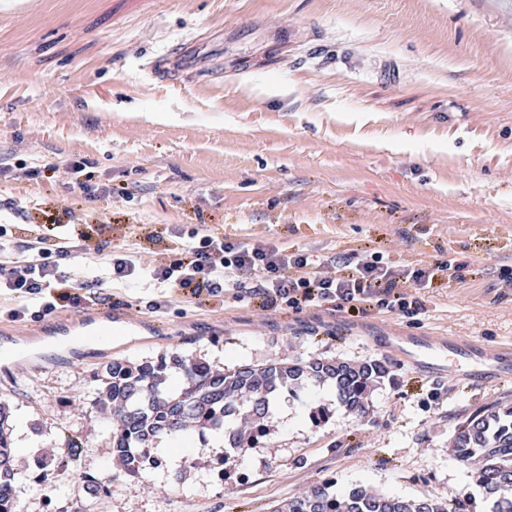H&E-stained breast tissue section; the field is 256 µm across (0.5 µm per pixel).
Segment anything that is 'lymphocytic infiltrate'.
<instances>
[{
  "mask_svg": "<svg viewBox=\"0 0 512 512\" xmlns=\"http://www.w3.org/2000/svg\"><path fill=\"white\" fill-rule=\"evenodd\" d=\"M65 207L51 230L23 225L13 233L0 224V288L38 301L45 311L107 301L104 287L143 276L155 287L193 298H240L249 291L264 309L325 306L360 312L377 305L392 313L417 314L422 290L438 278L453 279L448 262L395 267L382 256L321 258L288 250L267 240L233 241L202 227L196 241L184 243L178 259L142 263L137 252L117 247L105 254L93 240L103 225L75 223Z\"/></svg>",
  "mask_w": 512,
  "mask_h": 512,
  "instance_id": "lymphocytic-infiltrate-1",
  "label": "lymphocytic infiltrate"
}]
</instances>
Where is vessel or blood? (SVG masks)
Here are the masks:
<instances>
[{"mask_svg": "<svg viewBox=\"0 0 512 512\" xmlns=\"http://www.w3.org/2000/svg\"><path fill=\"white\" fill-rule=\"evenodd\" d=\"M384 350L394 351L413 367L433 375H444L449 365L469 363V376L489 385L512 374V348L464 345L447 336H388Z\"/></svg>", "mask_w": 512, "mask_h": 512, "instance_id": "b4317fda", "label": "vessel or blood"}]
</instances>
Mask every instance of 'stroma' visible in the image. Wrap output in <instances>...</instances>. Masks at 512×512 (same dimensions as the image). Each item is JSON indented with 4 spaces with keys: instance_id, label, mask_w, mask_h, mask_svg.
<instances>
[{
    "instance_id": "1",
    "label": "stroma",
    "mask_w": 512,
    "mask_h": 512,
    "mask_svg": "<svg viewBox=\"0 0 512 512\" xmlns=\"http://www.w3.org/2000/svg\"><path fill=\"white\" fill-rule=\"evenodd\" d=\"M161 57L164 81L151 73ZM81 158L93 186L119 190L85 205L116 243L132 222L180 235L205 224L234 240L460 273L421 292L424 313L355 317L197 301L135 280L89 308L94 323L129 314L111 343L50 352L37 346L74 329L70 311L30 305L16 333H0L17 346L0 357V402L26 417L41 454L81 436L77 471L109 486L90 512H273L327 479L484 512L448 443L471 413L512 400V377L485 387L388 357L364 414L326 386L287 391L229 472L195 434L181 468L148 465L133 479L109 448L95 376L115 358L176 352L226 368L381 358L371 337L406 333L512 345V0H0V222L41 224L69 204L60 169ZM27 199L41 211L20 214ZM17 462L23 512H65L76 472Z\"/></svg>"
}]
</instances>
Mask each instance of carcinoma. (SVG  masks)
Segmentation results:
<instances>
[{
  "label": "carcinoma",
  "instance_id": "obj_1",
  "mask_svg": "<svg viewBox=\"0 0 512 512\" xmlns=\"http://www.w3.org/2000/svg\"><path fill=\"white\" fill-rule=\"evenodd\" d=\"M105 386L96 398L98 411L112 418L110 448L123 472L140 473L150 460L149 448L164 438L195 430L225 432L229 421L251 424L249 438L266 432L264 420L272 401L284 388L295 391L307 382L332 386L341 407L364 412L368 395L388 374L382 358L357 362L311 358L305 362L274 358L263 363L217 368L189 355L160 358L134 365L112 359L105 365ZM184 380L180 389L166 386L170 373ZM9 414L0 406V512H19L15 495L17 471ZM81 438L68 434L50 457L37 459L46 468L71 470L97 497L109 493L99 479L78 472ZM457 462L474 472L476 485L490 503L488 512H512V403L498 402L476 411L457 427L451 446ZM273 512H454L445 504L389 496L357 488L347 495L325 480Z\"/></svg>",
  "mask_w": 512,
  "mask_h": 512
}]
</instances>
